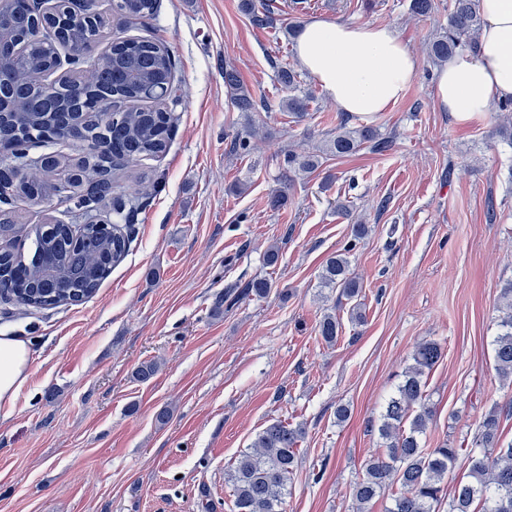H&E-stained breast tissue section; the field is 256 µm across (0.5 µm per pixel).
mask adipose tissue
I'll use <instances>...</instances> for the list:
<instances>
[{"label":"adipose tissue","instance_id":"obj_1","mask_svg":"<svg viewBox=\"0 0 512 512\" xmlns=\"http://www.w3.org/2000/svg\"><path fill=\"white\" fill-rule=\"evenodd\" d=\"M477 54L459 53L438 72L435 100L456 117L512 98V0H480ZM298 65L350 114L387 111L405 94L418 62L389 24L313 20L296 36ZM31 355L20 337L0 333V413L12 415L28 379Z\"/></svg>","mask_w":512,"mask_h":512}]
</instances>
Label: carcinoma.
I'll return each mask as SVG.
<instances>
[{
	"instance_id": "carcinoma-1",
	"label": "carcinoma",
	"mask_w": 512,
	"mask_h": 512,
	"mask_svg": "<svg viewBox=\"0 0 512 512\" xmlns=\"http://www.w3.org/2000/svg\"><path fill=\"white\" fill-rule=\"evenodd\" d=\"M156 9L157 0L111 3L112 13L120 20L149 18ZM80 12L82 18L76 22L65 0L49 15L32 9L27 0H12L8 28L3 32V39L22 46L25 55L22 64L5 71L0 83V140L13 147L10 159L0 157V183L8 188L0 193V203L14 208L20 203L47 201L64 190L71 208L84 219L77 232L61 221L49 233L34 228L35 253L28 262L8 246L0 248V297L36 310L92 297L126 258L133 240L132 216L149 196L151 186L121 189L123 171L130 163L164 153L174 122L173 113L156 102L175 94L176 59L155 37L124 38L79 70V99L70 100L64 85L47 82L56 64L52 46L68 48L75 54L72 64L82 65L111 23L87 2L80 5ZM480 29L477 0H450L448 28L429 43V57L442 63L465 46L475 47ZM224 83L240 111L256 108L251 93L237 83L227 65ZM308 105L309 97L295 94L285 102L296 118L307 115ZM350 121V115L342 114L336 135L321 150L288 152L284 159L287 181H293L295 173L315 172L323 153L344 157L364 148L379 154L392 149V138L381 136L371 126L351 127ZM36 126H53L63 138L77 133L94 150L87 152L78 143L77 154L56 153L43 163L29 156L31 148L43 143L30 135ZM367 232L365 224L351 225L343 251L329 257L320 272L324 287L354 302L351 318L356 322L364 319L356 303L360 284L350 273L347 254ZM271 290L272 284L265 279L231 287L217 302V309L232 307L249 295L265 298ZM501 297L499 332L493 339L495 370L511 384L512 282L502 289ZM339 329L335 315L323 316L319 332L325 343H336ZM442 356L436 341L426 340L416 347L412 364L402 373L397 393L381 415L378 433L384 453L366 463L365 476L353 488V495L366 503L396 483L400 489L392 494L386 512H439L445 501L448 512H512V441H501L499 434L500 417L512 409V401L483 416L469 450V479L458 481L450 498L448 476L461 449L446 441L435 448L422 443L421 436L435 414L426 393V376ZM302 434L301 429L281 421L259 432L250 450L227 473L232 512H286ZM487 448L496 454L485 452Z\"/></svg>"
}]
</instances>
